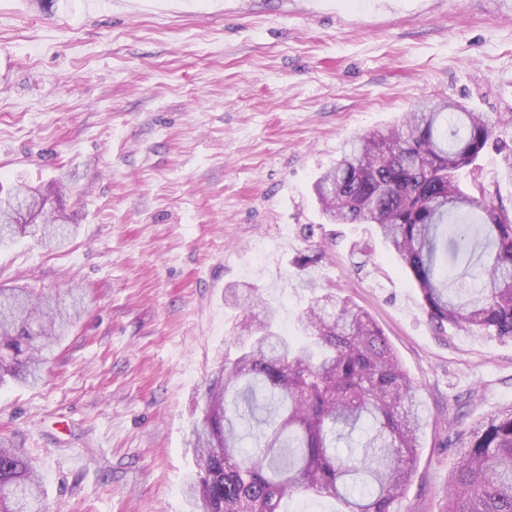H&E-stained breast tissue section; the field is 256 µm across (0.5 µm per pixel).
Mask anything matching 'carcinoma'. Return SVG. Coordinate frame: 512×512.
I'll return each instance as SVG.
<instances>
[{"instance_id": "1", "label": "carcinoma", "mask_w": 512, "mask_h": 512, "mask_svg": "<svg viewBox=\"0 0 512 512\" xmlns=\"http://www.w3.org/2000/svg\"><path fill=\"white\" fill-rule=\"evenodd\" d=\"M502 122L455 101L425 102L392 128L347 140L313 185L329 224H373L411 273L433 327L449 325L512 341V219L499 185L472 182ZM77 225L58 209L42 224H1L0 247L19 236L63 245ZM462 272L448 276V265ZM481 287L469 288L472 271ZM224 302L242 311L196 405L186 480L190 512H280L309 495L339 512H396L412 481L425 419L419 387L377 323L351 298L326 291L300 316L292 339L275 310L249 288L230 285ZM24 288H0V383H36L78 317ZM248 431L254 451L240 448ZM359 430L348 456L337 443ZM448 474L446 512H512V407L469 433ZM0 512H47L36 463L0 439Z\"/></svg>"}]
</instances>
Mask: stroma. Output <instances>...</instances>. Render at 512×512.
Segmentation results:
<instances>
[{
    "instance_id": "35a3bbf8",
    "label": "stroma",
    "mask_w": 512,
    "mask_h": 512,
    "mask_svg": "<svg viewBox=\"0 0 512 512\" xmlns=\"http://www.w3.org/2000/svg\"><path fill=\"white\" fill-rule=\"evenodd\" d=\"M448 97L507 117L512 145V0H0V188L62 182L78 226L0 250V287L81 291L42 380L0 386V437L49 512H187L196 402L239 315L225 286L294 336L308 279L366 309L418 384L397 509L443 512L448 422L512 406V342L436 331L374 227L323 224L311 186L350 136Z\"/></svg>"
}]
</instances>
